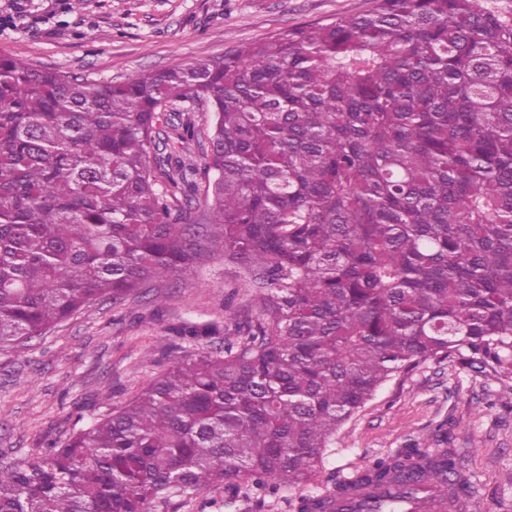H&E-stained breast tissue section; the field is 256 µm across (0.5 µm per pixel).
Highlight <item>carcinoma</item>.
Returning <instances> with one entry per match:
<instances>
[{
  "mask_svg": "<svg viewBox=\"0 0 512 512\" xmlns=\"http://www.w3.org/2000/svg\"><path fill=\"white\" fill-rule=\"evenodd\" d=\"M176 101L215 116L202 220L195 164L159 148ZM220 257L257 311L176 328L224 349L1 474L0 512L295 488L394 374L449 357L512 371V20L488 0H372L126 82L0 56V347ZM424 458L440 492L471 494L448 451L403 448L296 512L416 485Z\"/></svg>",
  "mask_w": 512,
  "mask_h": 512,
  "instance_id": "obj_1",
  "label": "carcinoma"
}]
</instances>
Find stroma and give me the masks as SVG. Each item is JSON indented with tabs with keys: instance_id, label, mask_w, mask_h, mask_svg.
Here are the masks:
<instances>
[{
	"instance_id": "stroma-1",
	"label": "stroma",
	"mask_w": 512,
	"mask_h": 512,
	"mask_svg": "<svg viewBox=\"0 0 512 512\" xmlns=\"http://www.w3.org/2000/svg\"><path fill=\"white\" fill-rule=\"evenodd\" d=\"M369 0H0V54L36 68L123 82L176 63H202L284 29L358 14ZM199 167L193 206L204 204L213 114L192 113ZM235 269L214 259L154 281L123 303L98 299L44 335L0 348V473L27 466L135 396L173 361V327L223 322L253 302ZM512 372L428 361L387 380L324 448L300 488L225 497L210 489L178 512H294L299 494L332 487L410 445L445 448L472 486L466 512H512Z\"/></svg>"
}]
</instances>
